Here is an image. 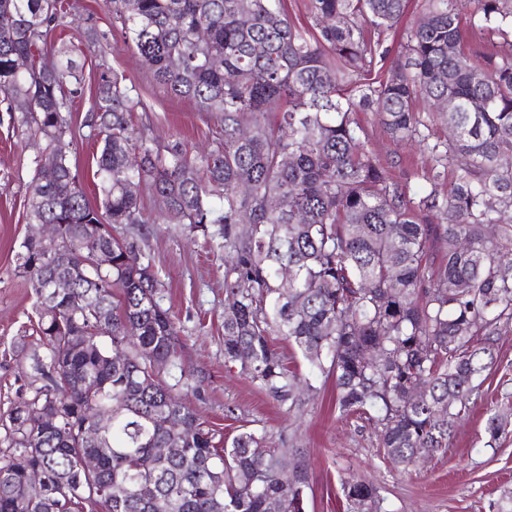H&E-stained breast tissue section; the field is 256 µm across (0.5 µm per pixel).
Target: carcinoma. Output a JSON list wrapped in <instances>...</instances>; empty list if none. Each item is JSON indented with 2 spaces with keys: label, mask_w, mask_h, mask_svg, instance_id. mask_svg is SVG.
I'll return each instance as SVG.
<instances>
[{
  "label": "carcinoma",
  "mask_w": 512,
  "mask_h": 512,
  "mask_svg": "<svg viewBox=\"0 0 512 512\" xmlns=\"http://www.w3.org/2000/svg\"><path fill=\"white\" fill-rule=\"evenodd\" d=\"M316 24L298 27L282 0H112V26L155 79L202 112L224 115V149L191 156L165 151L130 129L141 104L117 72L98 79L87 126L100 139L89 202L66 152L73 105L84 91L75 45H50L68 28L63 0H0V99L31 98L19 125L56 157L36 164L25 198L32 224L63 225L60 263H43L26 240L16 270L39 304L53 271L75 272L58 315L39 319L46 357L34 362L43 384L15 405L0 436V512H151L156 496L170 512H305L307 469L291 477L268 448L244 431L215 442L199 413L173 393L157 364L176 357L179 333L159 302L150 263L131 264L134 246L99 224H141L139 188L149 182L164 220L224 239V358L240 363L277 401L298 405L302 380L272 347L286 337L314 367L329 362L344 415H374L386 457L405 469L426 450L448 447L478 394L496 337L512 326V54L465 46L463 22L508 34L512 0H423L386 80L371 76L389 49L368 36L398 26L409 0H308ZM86 45L104 48L94 25ZM421 98L448 128L430 140L415 111ZM445 100L451 111L439 110ZM277 102L275 122L267 107ZM374 112L396 140H413L430 160L426 184L410 198L368 148L356 113ZM452 187L440 189L448 169ZM241 184L251 192L241 194ZM222 206L217 207L213 198ZM445 242L438 265L432 242ZM105 247L112 266L86 264ZM291 277L283 282L280 272ZM249 352L247 359L241 351ZM120 351L126 363L108 357ZM418 388L417 402L411 391ZM101 474L78 460L98 446L63 443L28 424L23 407L54 409L81 432L109 406ZM505 414L487 419L490 440L509 433ZM181 453L155 452L171 437ZM43 472L49 484L28 486ZM112 480V500L82 489ZM352 512H388L365 480L343 486Z\"/></svg>",
  "instance_id": "obj_1"
}]
</instances>
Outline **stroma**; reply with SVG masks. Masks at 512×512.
Segmentation results:
<instances>
[{
	"instance_id": "obj_1",
	"label": "stroma",
	"mask_w": 512,
	"mask_h": 512,
	"mask_svg": "<svg viewBox=\"0 0 512 512\" xmlns=\"http://www.w3.org/2000/svg\"><path fill=\"white\" fill-rule=\"evenodd\" d=\"M71 26L52 32L49 43L76 40L86 25L109 37L104 51L80 54L86 91L75 102L73 136L67 152L89 200H96L93 174L98 144L89 138L84 118L101 72H122L141 94L142 108L131 115L132 127L161 148L180 141L189 154L224 146L221 117L199 111L195 102L178 98L156 83L145 62L124 47L112 28L110 0H73ZM19 113L0 101V424L10 410L32 393L31 365L44 356L39 344L36 296L16 272L22 242L37 232L23 207L35 173L40 141L22 131ZM358 120L370 135L368 147L406 195L423 185L424 157L412 141L393 140L375 113ZM143 221L116 224L112 236L136 243L161 283V304L180 331L181 345L166 379L199 412L218 437L251 430L269 448L288 449V461L307 466L306 512H349L342 486L361 478L373 481L388 512H496L503 488H512V433L490 441L486 421L495 413H512V330L499 336L493 361L482 375L476 405L458 424L446 451L423 455L410 471L394 467L384 456L379 435L368 421L347 417L336 405L335 379L311 371L285 337L271 343L285 362L307 379L298 409L288 410L239 365L224 358V241L186 224L161 220L163 204L151 184L139 191Z\"/></svg>"
}]
</instances>
